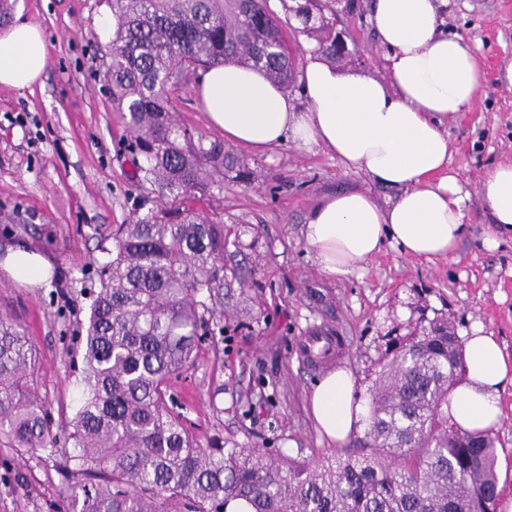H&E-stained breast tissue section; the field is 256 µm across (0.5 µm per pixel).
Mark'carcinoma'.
<instances>
[{
	"mask_svg": "<svg viewBox=\"0 0 512 512\" xmlns=\"http://www.w3.org/2000/svg\"><path fill=\"white\" fill-rule=\"evenodd\" d=\"M112 0L117 25L104 79L130 133V220L98 268L83 343L80 401L53 432L36 387L38 357L0 316V448L51 460L64 478L55 512H497L490 433L448 418L464 373L454 329L434 320L395 346L369 390L366 453L310 464L254 448L208 444L170 408L171 381L192 367L224 285V222L202 210L242 167L220 140L179 124L172 93L199 69L251 67L290 89L291 18L336 61L332 0Z\"/></svg>",
	"mask_w": 512,
	"mask_h": 512,
	"instance_id": "obj_1",
	"label": "carcinoma"
}]
</instances>
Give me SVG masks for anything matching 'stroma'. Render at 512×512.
Wrapping results in <instances>:
<instances>
[{"instance_id": "stroma-1", "label": "stroma", "mask_w": 512, "mask_h": 512, "mask_svg": "<svg viewBox=\"0 0 512 512\" xmlns=\"http://www.w3.org/2000/svg\"><path fill=\"white\" fill-rule=\"evenodd\" d=\"M370 0H337L336 29L352 56L351 69L385 76L384 51L368 22ZM12 21L37 24L48 48L42 77L27 89L0 86V249L26 243L48 258L50 287H23L0 271V314L20 324L39 358L40 392L53 427L78 402L81 338L96 270L106 261L112 230L128 223L140 191L131 178L129 134L112 112L103 73L110 61L109 0H16ZM476 48L483 83L461 116L448 124L455 145L450 164L470 194L467 230L453 257L412 260L385 248L351 275L331 279L318 269L303 229L310 209L332 192L366 191L381 206L399 196L336 155L293 143L265 154L233 153L245 178L227 174L224 190L205 207L223 220L224 329L222 360L202 344L196 365L175 379V410L201 439L225 447L259 448L311 461L357 449L336 446L317 432L308 409L315 383L346 369L353 396L368 403L374 371L405 336L436 318L467 338L494 336L512 355V239L487 248L489 217L476 192L487 169L512 162V0H448L443 25ZM185 83L173 112L181 125L209 140L210 125ZM339 337V355L314 364L302 336ZM36 482L34 503L12 491L16 472ZM61 480L51 465L8 459L0 451V512H50Z\"/></svg>"}]
</instances>
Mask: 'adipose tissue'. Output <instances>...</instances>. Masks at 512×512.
<instances>
[{
    "label": "adipose tissue",
    "instance_id": "ef3b65f1",
    "mask_svg": "<svg viewBox=\"0 0 512 512\" xmlns=\"http://www.w3.org/2000/svg\"><path fill=\"white\" fill-rule=\"evenodd\" d=\"M446 2L372 0L370 20L386 50V77L339 69L309 50L299 79L306 110H297L293 96L263 72L237 65L204 70L193 88L229 143L255 153L288 140L322 146L348 168L399 189L387 208L355 191L328 195L309 212L304 236L329 277L364 267L387 243L408 258L451 257L466 231L469 193L449 166L453 147L444 124L470 105L482 68L470 45L443 33ZM46 62L37 25L21 21L0 35V85L32 87ZM478 200L492 224L485 242L497 246L499 236H512V162L483 173ZM0 266L16 281L51 285V263L33 250L7 247ZM464 362L448 414L465 430L491 429L502 418L501 394L512 385V356L494 337L477 334L464 345ZM310 409L329 440L349 437L362 418L351 373L326 374L311 393Z\"/></svg>",
    "mask_w": 512,
    "mask_h": 512
}]
</instances>
